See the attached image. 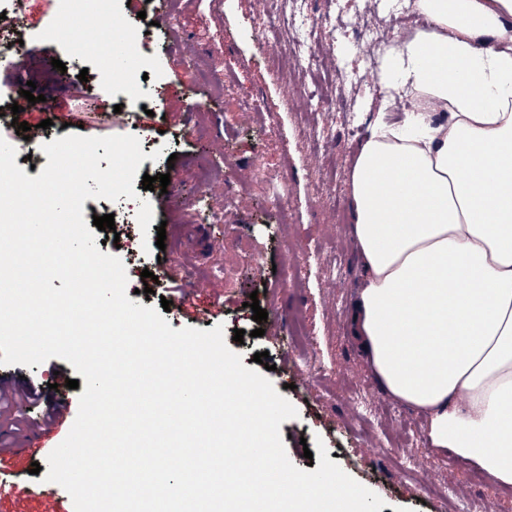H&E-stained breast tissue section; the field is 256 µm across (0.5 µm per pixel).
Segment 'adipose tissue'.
Returning <instances> with one entry per match:
<instances>
[{
    "label": "adipose tissue",
    "mask_w": 512,
    "mask_h": 512,
    "mask_svg": "<svg viewBox=\"0 0 512 512\" xmlns=\"http://www.w3.org/2000/svg\"><path fill=\"white\" fill-rule=\"evenodd\" d=\"M351 174V335L433 447L512 485V0H415Z\"/></svg>",
    "instance_id": "1"
}]
</instances>
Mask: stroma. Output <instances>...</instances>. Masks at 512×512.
<instances>
[{
    "mask_svg": "<svg viewBox=\"0 0 512 512\" xmlns=\"http://www.w3.org/2000/svg\"><path fill=\"white\" fill-rule=\"evenodd\" d=\"M175 31L154 28L147 46L129 58L130 73L147 75L160 106L153 114L139 110L113 119L112 132L141 142L147 158L138 171L169 174L173 198L157 206L158 192L134 182L137 199L119 198L128 217L141 200L154 205L152 229L122 227L119 241L100 251L120 258L133 302L160 307L162 299L199 288L215 312L205 321L190 309L171 310L172 329L210 330L223 326L229 347L254 368L255 353L268 352L266 376L276 391L296 408V418L282 422L280 433L290 461L307 469L304 449L323 440L335 463L378 494L381 512H455L452 501L433 497L431 488L451 485L458 498L475 502L478 512H512V486L489 482L485 474L450 451L431 447L426 416L389 398L351 337L349 307L361 285V268L352 239L350 176L355 159L370 135L380 109L389 122L403 110L385 108L380 67H367L364 39L347 30L363 0H279L262 9L258 0H176ZM24 61L15 73L0 67V96L13 97L17 81H33L53 109L48 133L62 138L79 131L80 123L96 124L99 114L119 104L121 89L98 79L84 86L78 78L60 82L52 60L68 61L66 42L45 38L55 20L54 0H30ZM311 38L324 65L301 69L295 58L303 38ZM223 71L228 85L223 97L195 110L204 94L196 83L194 61ZM253 114L252 128L238 125L237 113ZM157 160H150V153ZM262 157L260 179L237 190L240 166ZM285 186L289 225L278 222L269 200L272 188ZM165 226L164 247H156L157 226ZM299 262V281L285 275L287 255ZM182 267V276L163 280V269ZM161 276L154 296L142 294V270ZM257 297L268 312L258 323L248 308ZM299 309L306 316L310 359L288 346V331L275 319ZM263 336H255V329ZM246 332L235 342V330ZM17 373L43 386L44 398L30 400L0 414V463L13 471L24 490L45 488L32 463H45L47 449L69 433L78 412L79 390L58 385V377L76 379L73 366L53 357L32 367L0 365V376ZM64 396L66 420L42 421L49 401ZM393 436L390 453L379 450L369 431ZM33 439V457H15L11 448Z\"/></svg>",
    "mask_w": 512,
    "mask_h": 512,
    "instance_id": "1",
    "label": "stroma"
}]
</instances>
